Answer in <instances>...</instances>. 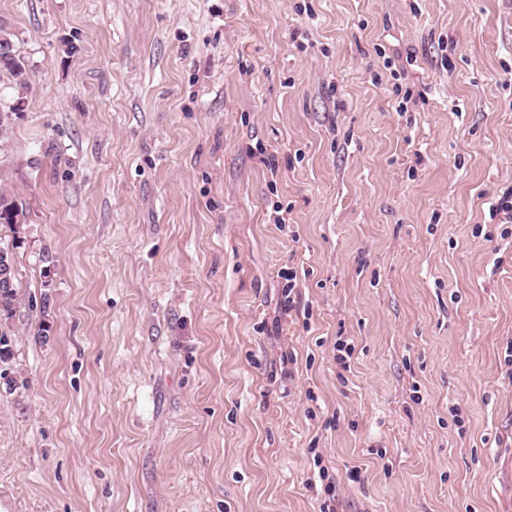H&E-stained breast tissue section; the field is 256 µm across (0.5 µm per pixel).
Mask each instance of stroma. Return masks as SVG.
I'll use <instances>...</instances> for the list:
<instances>
[{"label": "stroma", "mask_w": 512, "mask_h": 512, "mask_svg": "<svg viewBox=\"0 0 512 512\" xmlns=\"http://www.w3.org/2000/svg\"><path fill=\"white\" fill-rule=\"evenodd\" d=\"M0 29V512H321L323 467L336 512H512V0H0ZM26 213L17 199L0 195V224H8L17 228L25 223ZM12 270L9 275L12 278V287L3 288L0 281V325L2 321L10 320L14 317L16 309L20 304V291L18 288L17 274L14 271L13 263L11 260Z\"/></svg>", "instance_id": "stroma-1"}]
</instances>
